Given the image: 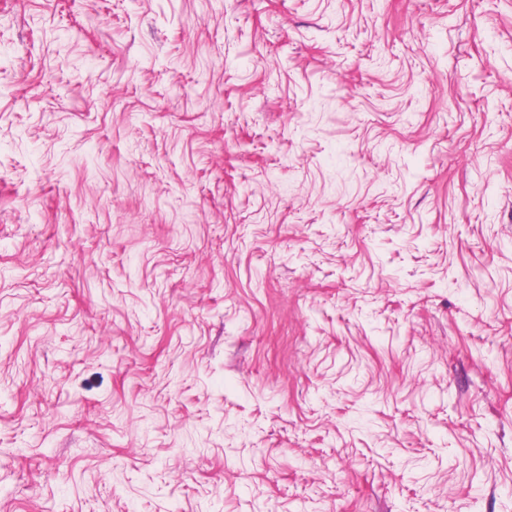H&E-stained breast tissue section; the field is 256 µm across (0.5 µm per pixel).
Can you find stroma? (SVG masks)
I'll return each mask as SVG.
<instances>
[{"instance_id": "obj_1", "label": "stroma", "mask_w": 512, "mask_h": 512, "mask_svg": "<svg viewBox=\"0 0 512 512\" xmlns=\"http://www.w3.org/2000/svg\"><path fill=\"white\" fill-rule=\"evenodd\" d=\"M0 512H512V0H0Z\"/></svg>"}]
</instances>
